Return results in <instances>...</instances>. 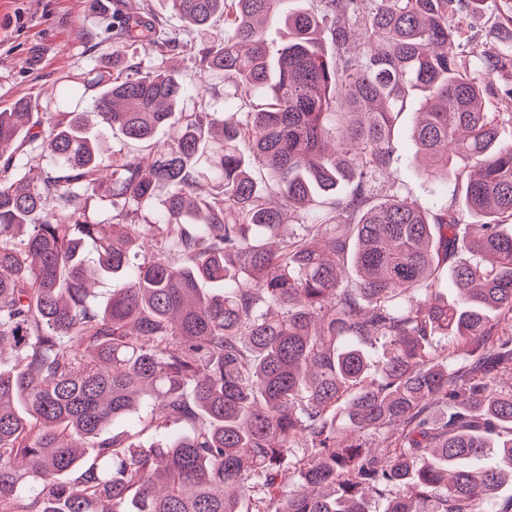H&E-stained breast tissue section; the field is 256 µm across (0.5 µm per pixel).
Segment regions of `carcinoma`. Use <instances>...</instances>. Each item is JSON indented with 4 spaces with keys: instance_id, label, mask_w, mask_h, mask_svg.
Here are the masks:
<instances>
[{
    "instance_id": "cac0c4a2",
    "label": "carcinoma",
    "mask_w": 512,
    "mask_h": 512,
    "mask_svg": "<svg viewBox=\"0 0 512 512\" xmlns=\"http://www.w3.org/2000/svg\"><path fill=\"white\" fill-rule=\"evenodd\" d=\"M169 2L188 38L144 3L108 35L157 63L62 74L43 133L32 101L0 110V512H512V3ZM178 47L248 91L235 119ZM416 94L431 209L380 191ZM175 112L147 160L96 131ZM179 52V53H178ZM169 64L174 65L178 73L188 85H196L199 81V62L193 54L175 50L170 52Z\"/></svg>"
}]
</instances>
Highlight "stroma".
<instances>
[{
  "label": "stroma",
  "instance_id": "1",
  "mask_svg": "<svg viewBox=\"0 0 512 512\" xmlns=\"http://www.w3.org/2000/svg\"><path fill=\"white\" fill-rule=\"evenodd\" d=\"M118 0H0V109L19 99L35 102L32 122L46 129L59 95L62 71L93 72L111 46H95L91 34H103L112 24ZM413 108H406L392 136L394 160L380 179L409 199L429 206L441 187L423 175L416 163L411 136Z\"/></svg>",
  "mask_w": 512,
  "mask_h": 512
}]
</instances>
